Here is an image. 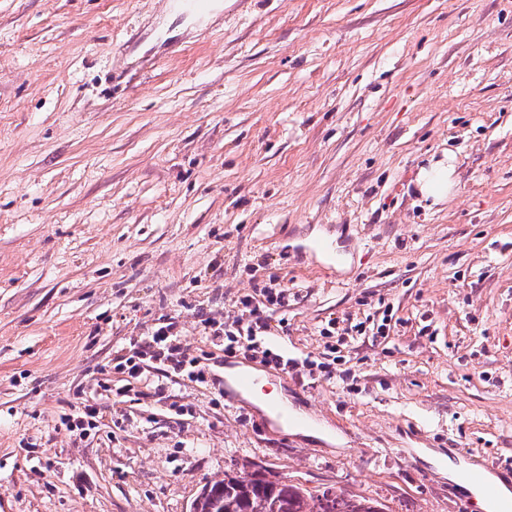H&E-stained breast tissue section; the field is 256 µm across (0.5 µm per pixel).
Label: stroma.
Here are the masks:
<instances>
[{
  "label": "stroma",
  "mask_w": 512,
  "mask_h": 512,
  "mask_svg": "<svg viewBox=\"0 0 512 512\" xmlns=\"http://www.w3.org/2000/svg\"><path fill=\"white\" fill-rule=\"evenodd\" d=\"M263 287L286 373L205 335ZM169 316L205 382L102 396ZM242 364L325 436L225 396ZM422 448L512 481V0H0V512H191L228 470L479 512ZM452 165L447 158L431 163L429 168H422L417 177V186L423 199L431 198L437 203L449 194L451 189ZM88 402L87 400L81 402L82 406L78 407L79 415L76 417L72 414L64 415L68 428L74 427L76 430H80V435L98 427L100 409L96 404H90Z\"/></svg>",
  "instance_id": "1"
}]
</instances>
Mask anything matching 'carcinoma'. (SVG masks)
I'll return each mask as SVG.
<instances>
[{
	"label": "carcinoma",
	"mask_w": 512,
	"mask_h": 512,
	"mask_svg": "<svg viewBox=\"0 0 512 512\" xmlns=\"http://www.w3.org/2000/svg\"><path fill=\"white\" fill-rule=\"evenodd\" d=\"M197 512H382L375 499L324 489L314 494L283 480H257L248 473L224 472L206 482L195 499Z\"/></svg>",
	"instance_id": "obj_1"
}]
</instances>
